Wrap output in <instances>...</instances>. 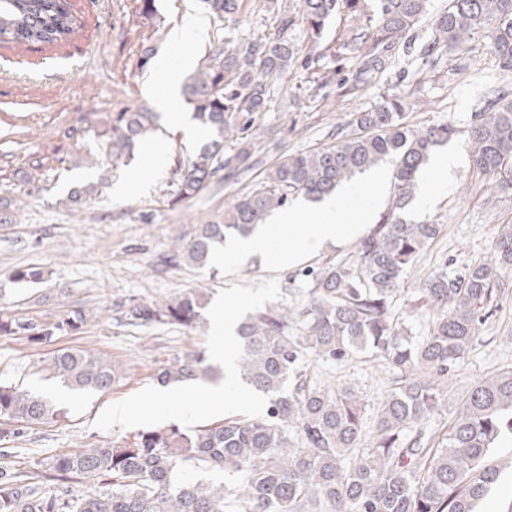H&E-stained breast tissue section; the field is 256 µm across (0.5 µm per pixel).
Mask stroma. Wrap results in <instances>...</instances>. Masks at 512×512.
<instances>
[{
  "instance_id": "obj_1",
  "label": "stroma",
  "mask_w": 512,
  "mask_h": 512,
  "mask_svg": "<svg viewBox=\"0 0 512 512\" xmlns=\"http://www.w3.org/2000/svg\"><path fill=\"white\" fill-rule=\"evenodd\" d=\"M79 33L56 45L0 42V316L53 323L80 308L87 315L81 333L35 344L23 336H0V384L20 387L59 402L65 417L25 429L13 443L10 464L29 471L56 453L78 452L103 441H121L135 429L171 423L197 429L236 415L249 406L215 408L192 402V390L176 387L167 407L152 398L160 361L194 349L210 350L212 332L177 325L132 326L119 307L133 299L168 300L187 288L208 289L212 297L237 304L238 316L279 300L290 270L259 259L211 273L161 258L174 239L194 224L223 213L232 199L259 184L284 156L329 144L350 113L401 96L408 121L421 127L448 123L457 138L447 148L456 155L451 183L430 205L414 197L403 217L441 225L419 256L395 302L406 313L423 277L439 264L459 270L485 261L503 224H512V196L497 191L471 161L466 132L484 98L497 89L512 98V72L503 71L481 37H474L442 60L428 50L431 30L422 23L391 52V65L368 81H356L354 53L345 49L350 22L335 19L324 40L332 52L310 67L296 64L272 81L268 111L255 114L247 133L254 145L253 167L240 177L214 180L194 198L173 202L180 156L207 138L195 119L180 126L161 117L154 140L164 148L162 168L145 164L136 150L118 165L86 203L68 205L72 187L97 180L100 142L96 136L110 113L152 108L149 86L161 82V65H177L179 75L204 66L219 39L261 37L275 31L277 8L298 14V0H246L238 21L227 22L204 0H155L154 18H145L141 0H70ZM203 16L208 37L200 44H176L170 31L186 12ZM157 49L156 65L140 70L147 47ZM191 57L183 66V57ZM41 270L39 285L15 282L17 269ZM64 347L84 349L121 363L125 379L102 393L72 395L48 378L45 359ZM512 367V289L496 315L481 329L470 351L448 377L450 402H458L479 380ZM323 378L352 385L375 403L390 386L392 370L357 357L317 366ZM125 403L137 428L110 422L107 410ZM184 415L171 419L170 413ZM500 476L479 512H512V447L495 449Z\"/></svg>"
}]
</instances>
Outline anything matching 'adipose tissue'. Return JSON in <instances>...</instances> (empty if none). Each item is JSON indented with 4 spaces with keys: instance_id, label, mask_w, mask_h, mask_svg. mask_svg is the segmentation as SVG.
<instances>
[{
    "instance_id": "obj_1",
    "label": "adipose tissue",
    "mask_w": 512,
    "mask_h": 512,
    "mask_svg": "<svg viewBox=\"0 0 512 512\" xmlns=\"http://www.w3.org/2000/svg\"><path fill=\"white\" fill-rule=\"evenodd\" d=\"M384 185L382 173L367 176L364 188L370 194L372 205L353 217L346 213L343 198L339 195L326 197L312 208L301 204L288 208L250 236L229 240L222 251L214 254L213 260L216 264L231 267L258 257L279 267H293L324 244L347 242L357 237L370 223L373 206L379 203ZM215 311L213 358L223 367L226 379L223 384L203 389L201 396L210 404L221 406L236 399L233 375L236 323L234 315L225 310L223 303H216Z\"/></svg>"
}]
</instances>
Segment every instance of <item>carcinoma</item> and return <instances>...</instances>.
Wrapping results in <instances>:
<instances>
[{"label": "carcinoma", "mask_w": 512, "mask_h": 512, "mask_svg": "<svg viewBox=\"0 0 512 512\" xmlns=\"http://www.w3.org/2000/svg\"><path fill=\"white\" fill-rule=\"evenodd\" d=\"M362 0H299L312 47H320L329 23L350 17V46L360 58L359 75L385 68L398 39L427 14V0H377V13H364ZM214 14L234 19L244 0H215ZM293 18L281 13L277 34L218 45L208 62L183 86L193 116L209 132L196 151L178 159L175 199L206 189L217 173L247 168L252 156L245 132L253 116L272 100L271 77L298 59L289 30ZM435 49L452 52L479 32L502 70L512 72V0H448L431 19ZM77 33L63 0H0V41L56 44ZM157 116L141 110L114 112L99 134L107 163L133 156L152 134ZM457 135L448 125L414 127L398 97L352 114L336 130L335 142L285 156L262 185L232 200L217 219L196 224L175 240L165 262L193 268L211 264L216 246L229 235L246 237L267 217L302 195L320 200L336 193L358 173L389 161L393 192L376 224L356 246L352 261H328L302 271L304 288H286L280 301L239 321L236 375L265 397L267 409L255 417H229L205 429L176 425L140 430L131 439L104 442L75 453L51 455L41 463L47 489L33 473L0 467V512H225L229 489L207 477L239 478V512H476L498 479L487 462L501 435H512V368L475 384L462 401L448 407V375L468 353L479 330L500 309L512 278V225L496 233L484 263L448 272V264L423 279L421 308L425 334L412 335L394 310L400 284L441 225L401 217L417 190V178L439 146ZM237 141L224 155V141ZM473 166L492 177L502 192L512 191V99L491 94L487 108L468 129ZM99 184L73 187L77 206ZM208 293L184 290L172 301L123 304L130 324L166 323L191 331L205 326ZM85 312L73 310L55 323L0 318V336H26L37 344L60 333L78 334ZM370 356L392 369L393 387L377 402L375 436L361 444L365 404L354 387L323 385L316 361ZM47 371L76 394L106 392L124 373L112 359L63 348ZM208 371L204 352L193 350L160 363L161 387L194 384ZM64 414L52 401L0 385V441L31 424ZM441 428H428L437 417ZM195 474L180 478L179 471ZM86 479L98 489L75 494L68 482Z\"/></svg>", "instance_id": "obj_1"}]
</instances>
